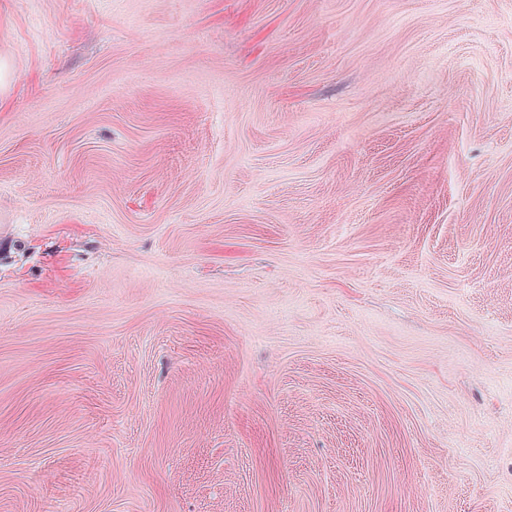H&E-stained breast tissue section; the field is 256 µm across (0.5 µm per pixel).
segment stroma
<instances>
[{
  "label": "stroma",
  "mask_w": 512,
  "mask_h": 512,
  "mask_svg": "<svg viewBox=\"0 0 512 512\" xmlns=\"http://www.w3.org/2000/svg\"><path fill=\"white\" fill-rule=\"evenodd\" d=\"M0 512H512V0H0Z\"/></svg>",
  "instance_id": "stroma-1"
}]
</instances>
